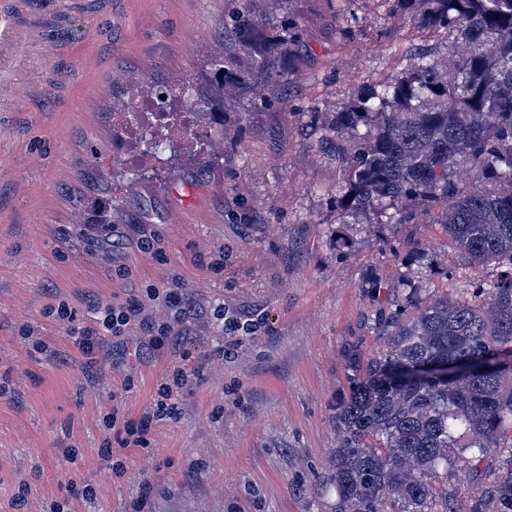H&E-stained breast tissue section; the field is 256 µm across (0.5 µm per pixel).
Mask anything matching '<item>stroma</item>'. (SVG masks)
Segmentation results:
<instances>
[{"instance_id": "obj_1", "label": "stroma", "mask_w": 512, "mask_h": 512, "mask_svg": "<svg viewBox=\"0 0 512 512\" xmlns=\"http://www.w3.org/2000/svg\"><path fill=\"white\" fill-rule=\"evenodd\" d=\"M230 0H56L26 17L0 79V512H328L332 407L346 391L347 344L382 346L378 312L408 290L426 302L494 279L464 264L438 211L408 224L335 221L342 170L318 150L317 123L373 81L402 71L389 49L415 28L392 0H260L290 18L298 66L245 111L219 164L164 154L114 161L104 107L134 85L199 78ZM72 55L56 51V41ZM113 165L112 221L97 224L99 165ZM163 279L178 304H150L184 333L149 353L147 329L83 357L71 323L99 304L142 301ZM66 303L74 322L55 310ZM30 329L31 338L21 336ZM198 368L173 415L138 445L109 414L139 421L156 384ZM78 457L65 470L61 455ZM112 448L123 474L100 451ZM96 497H67L66 479Z\"/></svg>"}]
</instances>
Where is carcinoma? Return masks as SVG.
I'll return each mask as SVG.
<instances>
[{
	"label": "carcinoma",
	"instance_id": "1",
	"mask_svg": "<svg viewBox=\"0 0 512 512\" xmlns=\"http://www.w3.org/2000/svg\"><path fill=\"white\" fill-rule=\"evenodd\" d=\"M235 0L224 19L233 52L208 64L210 103L224 88L247 102L288 81L296 54L288 23ZM419 26L455 28L466 51L452 75L435 56L409 57L408 72L376 82L319 130L320 151L343 167L336 223L408 224L406 201L441 207L449 242L469 265L501 272L467 298H437L378 317L383 346L366 358L344 349L348 393L336 399L328 458L330 512H512V0H397ZM133 148H177L158 129ZM481 176L459 188L460 169ZM457 481L448 487V479Z\"/></svg>",
	"mask_w": 512,
	"mask_h": 512
}]
</instances>
